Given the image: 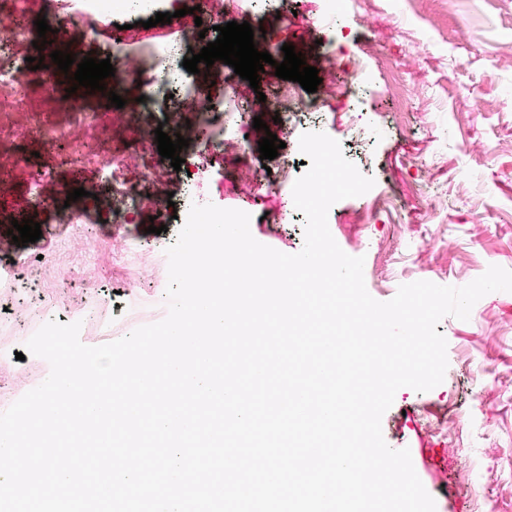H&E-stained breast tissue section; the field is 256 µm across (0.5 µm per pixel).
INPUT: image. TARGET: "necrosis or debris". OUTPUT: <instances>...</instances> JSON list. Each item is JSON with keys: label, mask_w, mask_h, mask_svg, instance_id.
<instances>
[{"label": "necrosis or debris", "mask_w": 512, "mask_h": 512, "mask_svg": "<svg viewBox=\"0 0 512 512\" xmlns=\"http://www.w3.org/2000/svg\"><path fill=\"white\" fill-rule=\"evenodd\" d=\"M43 6L45 15L51 18L69 13L78 16V23L67 30L63 41L64 47L71 48L84 44L94 29L126 10L128 3L127 0H43ZM223 16V0H202L198 14L172 19L170 26L179 31V38L144 44L124 32L114 46V54L123 64L121 76L140 82L147 103L175 96L177 106L169 112L168 123L177 133L190 139L198 131L208 133L204 148L189 154L183 165L184 193L180 207L184 210L197 200L196 183L211 175V147L220 149L227 172L255 192H270L288 175L289 162L285 159L281 160L277 172H267L248 144L242 111H225L224 100L239 103L246 99L235 77H226L223 99L213 101L204 80H190L182 75L183 59L190 44L198 39L201 25ZM27 26L25 0H0V86H10L23 98L33 89L45 86L43 73L20 64L17 48ZM129 169V163L104 153L89 159L88 173L107 182L109 191L81 214V221L97 222L99 212L108 211L113 223H131L133 213L142 208L144 200L128 174ZM41 277V266L24 256L0 260V300L10 301L21 309L12 322L13 338L27 341L40 327L55 319L64 324L80 322L84 334L102 335L110 329L112 317L103 304L82 299L57 307L38 293Z\"/></svg>", "instance_id": "obj_1"}]
</instances>
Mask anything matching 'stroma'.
Segmentation results:
<instances>
[{"label":"stroma","mask_w":512,"mask_h":512,"mask_svg":"<svg viewBox=\"0 0 512 512\" xmlns=\"http://www.w3.org/2000/svg\"><path fill=\"white\" fill-rule=\"evenodd\" d=\"M321 0H288L280 11L255 9L246 16L264 27V49L274 62L284 59L283 44L313 59L316 35L304 18L316 17ZM423 22L406 13L402 0H359L358 13L333 24L334 34L356 36L357 19L365 17L367 35L383 48L367 57L370 75L356 102L337 96L313 114L320 131L337 140L344 156L372 177L374 188L395 194L401 205L390 219L367 224L343 223L361 210L368 195L335 203L329 210L330 232L340 248L365 259L369 294L391 300L400 285L427 280L463 286L488 266L512 270V96L501 90L512 83V0H422ZM425 54H417V47ZM399 73L411 86L408 103L390 97L385 85ZM73 88L57 73L52 90L34 91L29 102L16 103L10 87L0 88V165L10 172L11 188L0 199V243L11 244L13 220L40 223L42 236L21 252L40 259L41 295L61 296L63 278L93 280L101 300L112 291L155 305V320L167 313L166 248L175 242L178 225L149 233L153 207L137 212L132 223L88 224L77 228L66 216L91 205L105 185L79 176L85 159L100 151L126 153L135 134L125 122L141 90L133 81L117 89L125 105L116 108L107 93L95 92L100 123L78 124L65 111L64 95ZM479 95L482 111L470 112L465 99ZM382 126L383 138L362 145L350 142L352 121ZM69 126L68 134L45 144L48 124ZM85 197L46 203L24 189L37 172ZM291 189L262 200L269 220L250 226L260 243L294 254L304 245L305 216L290 210ZM124 235L151 249L149 281L117 268L112 238ZM445 336L448 368L444 381L428 392L400 389L382 418V433L394 449L409 448L414 469L436 501V512H512V292H493L473 307L469 320L444 318L437 327ZM493 381L494 391L473 396L470 378ZM447 413L448 432L428 427V417Z\"/></svg>","instance_id":"obj_1"}]
</instances>
